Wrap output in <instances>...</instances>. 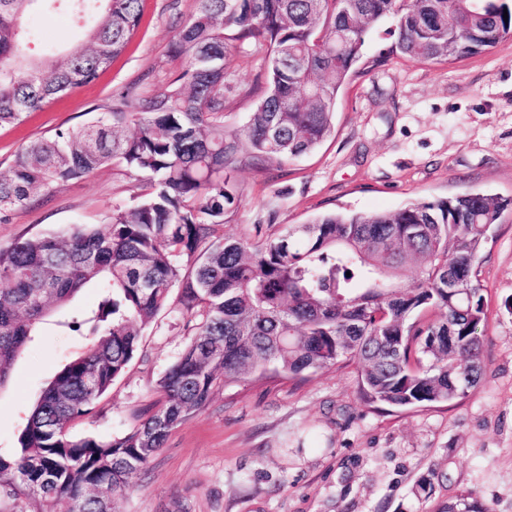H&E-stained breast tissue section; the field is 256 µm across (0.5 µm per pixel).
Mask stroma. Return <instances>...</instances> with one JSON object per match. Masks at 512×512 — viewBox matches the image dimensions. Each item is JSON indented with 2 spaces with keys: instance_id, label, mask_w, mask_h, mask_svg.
I'll use <instances>...</instances> for the list:
<instances>
[{
  "instance_id": "obj_1",
  "label": "stroma",
  "mask_w": 512,
  "mask_h": 512,
  "mask_svg": "<svg viewBox=\"0 0 512 512\" xmlns=\"http://www.w3.org/2000/svg\"><path fill=\"white\" fill-rule=\"evenodd\" d=\"M197 0H143L137 33L95 81L18 124L0 128V169L19 147L78 127L110 110L129 88L130 107L169 87L186 68L172 42ZM29 53L74 48L82 27L65 10L31 14ZM391 20L365 38V74L341 91L335 133L314 152L283 163L239 164L241 203L221 237L276 236L333 212H389L466 189L512 195V37L454 64L392 53ZM235 86L224 124L248 123L259 100L255 58L229 57ZM144 178L108 165L0 223V245L73 224H105L134 203ZM489 318L487 372L449 404L379 411L356 395L347 366L310 379L271 378L220 386L210 405L175 428L133 475L122 512H437L464 491L491 512H512V216L499 224L480 266ZM64 311L39 324L0 387V452L11 453L43 388L92 344L64 327ZM170 300L147 325L140 348L72 437L125 433L159 399L156 383L189 341Z\"/></svg>"
}]
</instances>
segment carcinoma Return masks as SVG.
<instances>
[{
	"mask_svg": "<svg viewBox=\"0 0 512 512\" xmlns=\"http://www.w3.org/2000/svg\"><path fill=\"white\" fill-rule=\"evenodd\" d=\"M98 1L81 46L24 53L20 20L33 8L88 14ZM140 2L0 0V128L94 81L136 34ZM198 2L172 46L186 60V84L130 111L123 92L94 121L21 146L0 171V222L111 163L151 185L136 203L113 208L103 229L73 225L0 245V387L39 323L83 288L99 291L97 306L77 314L96 340L43 391L18 452L0 455L10 512H51L59 501L68 512H120L130 477L208 407L220 381L353 363L364 400L411 409L463 398L485 374L478 267L495 226L512 214V196L463 192L392 213L329 214L264 242L217 240L214 231L239 208L237 162L293 160L332 135L338 94L380 20L392 19L400 54L449 63L511 38L512 0ZM238 52L260 61L262 94L250 122L226 130L225 95L235 88L225 61ZM284 52L301 67L279 62ZM130 124L133 137L116 136ZM410 265L418 275L406 283L400 271ZM460 271L469 285L451 292L448 279ZM176 287L182 310L202 320L157 381L156 409L120 436L72 437L69 425L111 389ZM428 309L436 318L418 320ZM439 512L489 508L465 492Z\"/></svg>",
	"mask_w": 512,
	"mask_h": 512,
	"instance_id": "carcinoma-1",
	"label": "carcinoma"
}]
</instances>
